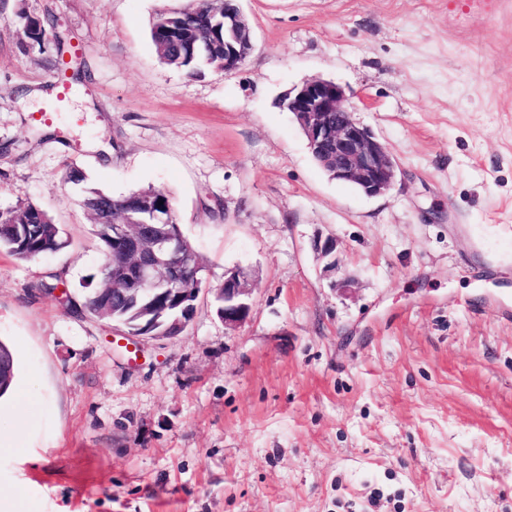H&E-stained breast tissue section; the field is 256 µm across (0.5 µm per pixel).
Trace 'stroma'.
I'll return each mask as SVG.
<instances>
[{
  "instance_id": "obj_1",
  "label": "stroma",
  "mask_w": 512,
  "mask_h": 512,
  "mask_svg": "<svg viewBox=\"0 0 512 512\" xmlns=\"http://www.w3.org/2000/svg\"><path fill=\"white\" fill-rule=\"evenodd\" d=\"M185 2L0 0V207L70 240L0 249L24 388L0 399V512H512V0H239L250 55L199 76L149 36ZM60 38L84 83L52 111ZM315 77L396 161L385 194L331 180L279 107ZM87 186L165 190L205 266L187 330L133 362L43 287L98 272ZM24 224L35 226L37 231L25 235V238L23 236L22 244H17L18 235L14 233L25 227ZM68 246L69 239L64 230L39 206L28 203L0 210V248L6 249L16 259L30 261ZM252 290L250 280L243 271L225 270L224 286L218 289V297L223 298L224 303L220 314L224 326L236 328L246 321L250 310L247 301Z\"/></svg>"
}]
</instances>
